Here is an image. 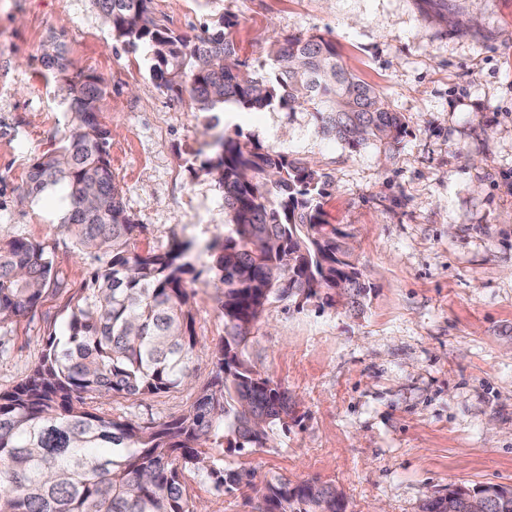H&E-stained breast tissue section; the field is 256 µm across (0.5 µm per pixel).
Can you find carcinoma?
Listing matches in <instances>:
<instances>
[{
	"instance_id": "1",
	"label": "carcinoma",
	"mask_w": 512,
	"mask_h": 512,
	"mask_svg": "<svg viewBox=\"0 0 512 512\" xmlns=\"http://www.w3.org/2000/svg\"><path fill=\"white\" fill-rule=\"evenodd\" d=\"M154 0H94L115 38L151 55L158 87L188 96L211 114L231 106L247 112L277 107L313 110L317 132L356 148L392 149L405 125L371 85L346 68L321 36L271 43L270 65L247 69L238 56L227 14L189 38L161 23ZM68 87L73 127L59 150L32 164L27 195L64 188L69 205L60 224L83 250L104 258L91 283L65 303L66 334L48 337L31 374L0 392V512H197L184 493V472L200 468L198 447L214 440L230 448H264L288 429L293 410L285 391L245 359L252 329L271 298L296 305L335 302L361 311L370 287L343 248L345 234L323 209L329 182L300 159L249 147L242 132L217 133L200 170L215 176L224 197V235L206 246L220 283L224 339L212 352L214 376L177 418L142 426L90 409L93 400L143 398L188 382L197 345L185 287L195 244L175 242L164 253L133 246L127 213L107 151L110 130L97 120L104 80L70 71L62 44L46 53ZM55 278L52 253L24 238L0 241V330L26 316ZM216 488L242 475L214 466ZM260 512H345L335 488L314 482H266ZM512 512V488L456 486L428 499L422 512Z\"/></svg>"
}]
</instances>
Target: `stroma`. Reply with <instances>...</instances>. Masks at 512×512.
<instances>
[{
	"label": "stroma",
	"instance_id": "35a3bbf8",
	"mask_svg": "<svg viewBox=\"0 0 512 512\" xmlns=\"http://www.w3.org/2000/svg\"><path fill=\"white\" fill-rule=\"evenodd\" d=\"M171 29L192 34L226 13L250 69L269 43L318 35L402 116L393 150L352 149L318 134L308 111L221 113L262 150L316 163L324 209L345 233L371 288L361 313L342 303L295 308L274 298L247 359L290 397L295 419L263 448L211 445V463L252 472L215 491L186 472L198 512H259L257 487L281 479L331 485L346 512H422L453 485L512 487V0H154ZM64 45L71 69L102 76L97 114L112 171L140 224V251L193 240L186 289L198 344L193 383L103 412L139 423L183 413L212 376L224 336L217 278L203 248L224 231V199L194 153L205 114L159 88L146 52L117 43L93 0H0V239L48 245L64 288L0 333V392L25 380L63 305L101 262L59 223L65 201H30L35 159L69 135L67 90L42 57Z\"/></svg>",
	"mask_w": 512,
	"mask_h": 512
}]
</instances>
